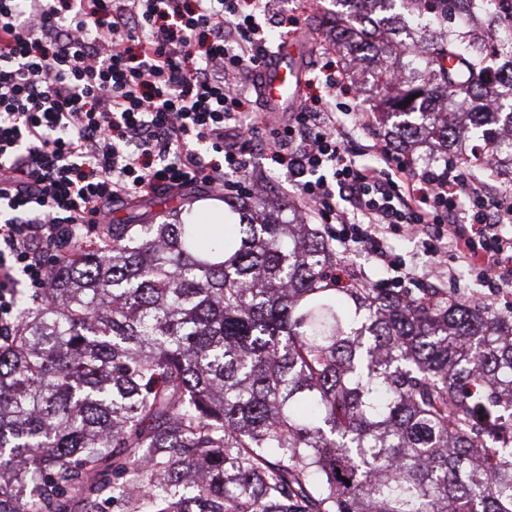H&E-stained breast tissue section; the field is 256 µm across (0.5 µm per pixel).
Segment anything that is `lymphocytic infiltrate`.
<instances>
[{
	"label": "lymphocytic infiltrate",
	"mask_w": 512,
	"mask_h": 512,
	"mask_svg": "<svg viewBox=\"0 0 512 512\" xmlns=\"http://www.w3.org/2000/svg\"><path fill=\"white\" fill-rule=\"evenodd\" d=\"M264 0H0V335H9L20 283L46 287L45 251L77 246L74 230L106 232L115 204L205 186L254 194L261 152L324 224L340 253L360 252L418 282L386 242L416 240L486 284L495 310L512 289V192L456 159L413 171L375 145L376 163L344 145L360 112L335 113L346 88L327 61L326 94L287 124L256 116L234 78L260 73L269 38Z\"/></svg>",
	"instance_id": "f902f5d3"
}]
</instances>
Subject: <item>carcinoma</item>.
<instances>
[{
  "instance_id": "carcinoma-1",
  "label": "carcinoma",
  "mask_w": 512,
  "mask_h": 512,
  "mask_svg": "<svg viewBox=\"0 0 512 512\" xmlns=\"http://www.w3.org/2000/svg\"><path fill=\"white\" fill-rule=\"evenodd\" d=\"M336 48L406 60L402 151L463 130L512 163V53L448 0H336ZM263 195L48 258L0 335V512H512V312L339 288L324 229Z\"/></svg>"
}]
</instances>
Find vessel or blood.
Masks as SVG:
<instances>
[{"label": "vessel or blood", "mask_w": 512, "mask_h": 512, "mask_svg": "<svg viewBox=\"0 0 512 512\" xmlns=\"http://www.w3.org/2000/svg\"><path fill=\"white\" fill-rule=\"evenodd\" d=\"M304 54L301 43L287 41L281 44L273 63L265 68L260 83V95L267 107H275L281 101L296 105L303 72L297 64Z\"/></svg>", "instance_id": "obj_1"}]
</instances>
